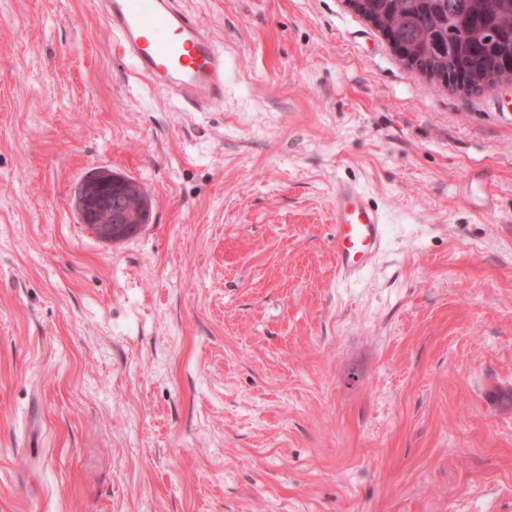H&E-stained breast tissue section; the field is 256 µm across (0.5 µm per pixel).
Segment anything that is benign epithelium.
Returning <instances> with one entry per match:
<instances>
[{"mask_svg": "<svg viewBox=\"0 0 512 512\" xmlns=\"http://www.w3.org/2000/svg\"><path fill=\"white\" fill-rule=\"evenodd\" d=\"M79 223L106 242L117 243L134 228L150 223L151 207L143 185L107 168L88 172L75 193Z\"/></svg>", "mask_w": 512, "mask_h": 512, "instance_id": "1", "label": "benign epithelium"}]
</instances>
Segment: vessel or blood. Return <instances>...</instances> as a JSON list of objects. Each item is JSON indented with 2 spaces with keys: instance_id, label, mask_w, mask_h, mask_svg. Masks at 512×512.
<instances>
[{
  "instance_id": "1",
  "label": "vessel or blood",
  "mask_w": 512,
  "mask_h": 512,
  "mask_svg": "<svg viewBox=\"0 0 512 512\" xmlns=\"http://www.w3.org/2000/svg\"><path fill=\"white\" fill-rule=\"evenodd\" d=\"M139 77L199 111L224 102V51L181 0H91ZM336 270L356 280L385 244V221L364 190L337 184L332 196Z\"/></svg>"
}]
</instances>
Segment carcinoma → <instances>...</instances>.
I'll list each match as a JSON object with an SVG mask.
<instances>
[{
    "instance_id": "1",
    "label": "carcinoma",
    "mask_w": 512,
    "mask_h": 512,
    "mask_svg": "<svg viewBox=\"0 0 512 512\" xmlns=\"http://www.w3.org/2000/svg\"><path fill=\"white\" fill-rule=\"evenodd\" d=\"M433 78L462 71L468 93L512 81V0H366Z\"/></svg>"
}]
</instances>
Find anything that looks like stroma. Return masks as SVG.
Returning a JSON list of instances; mask_svg holds the SVG:
<instances>
[{
  "label": "stroma",
  "instance_id": "obj_1",
  "mask_svg": "<svg viewBox=\"0 0 512 512\" xmlns=\"http://www.w3.org/2000/svg\"><path fill=\"white\" fill-rule=\"evenodd\" d=\"M195 112L88 0H0V512H512V84L405 64L349 0H183ZM97 167L151 221L79 223ZM387 224L336 279L330 202ZM75 208L79 223L110 243L124 240L133 227L141 231L151 218L143 185L107 168L93 169L84 176L75 193Z\"/></svg>",
  "mask_w": 512,
  "mask_h": 512
}]
</instances>
